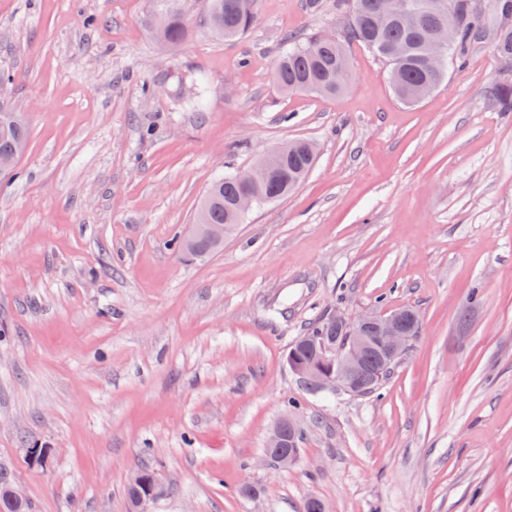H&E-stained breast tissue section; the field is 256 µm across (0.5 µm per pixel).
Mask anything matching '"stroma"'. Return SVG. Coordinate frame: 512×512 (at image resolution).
Here are the masks:
<instances>
[{
	"mask_svg": "<svg viewBox=\"0 0 512 512\" xmlns=\"http://www.w3.org/2000/svg\"><path fill=\"white\" fill-rule=\"evenodd\" d=\"M306 2L170 47L153 0H0V95L29 131L0 176V475L31 512H129L143 467L152 512H512V112L486 97L505 66L476 46L407 107L353 44L344 92L285 96L284 36L339 28L336 0ZM296 139L318 150L292 193L215 252L171 249L215 178ZM402 308L419 334L376 393L289 367L310 325Z\"/></svg>",
	"mask_w": 512,
	"mask_h": 512,
	"instance_id": "1",
	"label": "stroma"
}]
</instances>
